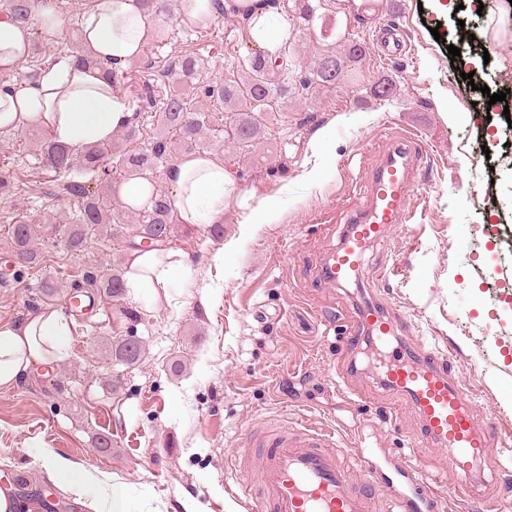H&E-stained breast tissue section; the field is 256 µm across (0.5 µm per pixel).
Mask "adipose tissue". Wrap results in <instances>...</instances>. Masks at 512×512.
Masks as SVG:
<instances>
[{
	"label": "adipose tissue",
	"instance_id": "ef3b65f1",
	"mask_svg": "<svg viewBox=\"0 0 512 512\" xmlns=\"http://www.w3.org/2000/svg\"><path fill=\"white\" fill-rule=\"evenodd\" d=\"M159 25L140 0H93L81 16L84 46L97 58L123 67L140 57ZM31 29L0 17V74L14 71L27 57ZM249 37L268 55L288 39L283 15L255 20ZM126 93L98 69L75 66L68 56L46 65L39 76L19 87L0 84V131L34 125L71 150L107 144L131 124ZM170 203L181 223L215 224L224 214L229 177L223 162L206 152L172 165L166 173ZM190 273L181 253L166 249L133 251L126 272L128 288L152 291L176 287ZM71 322L63 309L46 308L14 324L0 325V386L10 387L36 366L67 354Z\"/></svg>",
	"mask_w": 512,
	"mask_h": 512
}]
</instances>
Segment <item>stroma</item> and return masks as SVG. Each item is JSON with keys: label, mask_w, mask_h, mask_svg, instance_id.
Returning <instances> with one entry per match:
<instances>
[{"label": "stroma", "mask_w": 512, "mask_h": 512, "mask_svg": "<svg viewBox=\"0 0 512 512\" xmlns=\"http://www.w3.org/2000/svg\"><path fill=\"white\" fill-rule=\"evenodd\" d=\"M182 6L167 4L160 54L212 52L205 78L222 80L225 62L247 53L248 38L223 21L187 34ZM361 7L360 0H325L312 29L288 31L304 71L323 50L364 41V56L335 88L293 97L253 158L229 143L212 148L231 178L224 236L214 239L205 224L178 226L172 246L183 253L189 279L154 299L128 289L76 312L62 361L0 387V477L50 480V454L93 474L90 493L62 482L57 488L76 504L95 502L98 512H108L116 487L131 512H245L229 491L245 434L303 419L345 433L339 450L348 460L362 453L382 466L404 452L418 465L447 460L426 443L406 400L381 383L371 347L340 348L339 335L324 325L334 317L352 327L371 301L406 316L418 345L452 352V381L480 421L512 441V307L504 301L512 288V124L498 123L494 161L483 162L485 133L473 110L482 96L447 50L459 24L482 37L487 21L468 9L437 12L435 0H391L378 22L392 26L404 51L388 59L377 52L375 24L357 23ZM383 77L397 86L385 103L370 94ZM40 135L32 125L0 134V158L14 176L11 192L0 194V324L71 304L87 275L130 258L134 227L117 203L114 223L89 236L82 251L67 249L60 228L73 202L36 159ZM405 135L425 146L414 217L366 252L368 267L394 261L398 274L386 284L369 277L356 287L321 284L317 268L343 240L356 188ZM489 205L498 214L492 235H474ZM19 219L41 231L38 264L20 263L12 252L8 229ZM121 307L136 319L118 318ZM132 336L144 353L128 366L113 352ZM358 398L401 416L368 425ZM102 434L112 438L110 453L95 446ZM447 501V512H485L489 504L512 512V464L497 455L470 475L450 477Z\"/></svg>", "instance_id": "35a3bbf8"}]
</instances>
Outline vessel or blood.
Here are the masks:
<instances>
[{
	"mask_svg": "<svg viewBox=\"0 0 512 512\" xmlns=\"http://www.w3.org/2000/svg\"><path fill=\"white\" fill-rule=\"evenodd\" d=\"M422 156L416 140L394 141L360 192L341 245L319 267L321 281L331 286L361 281L367 248L412 219V175ZM409 326L407 319L371 304L359 311L346 341L355 345L365 334L393 344L383 365L384 385L409 399L432 445L452 450L448 472L471 473L475 463L495 453L498 434L479 424L463 390L450 381L449 356L426 347L415 353L401 340ZM334 436V430L302 423L270 428L261 450L245 442L235 455V471L244 489L261 490L254 512H440L446 501L443 481L421 474L403 457L394 461L392 473L367 462L352 474L339 458ZM398 477L409 492L396 488Z\"/></svg>",
	"mask_w": 512,
	"mask_h": 512,
	"instance_id": "b4317fda",
	"label": "vessel or blood"
}]
</instances>
